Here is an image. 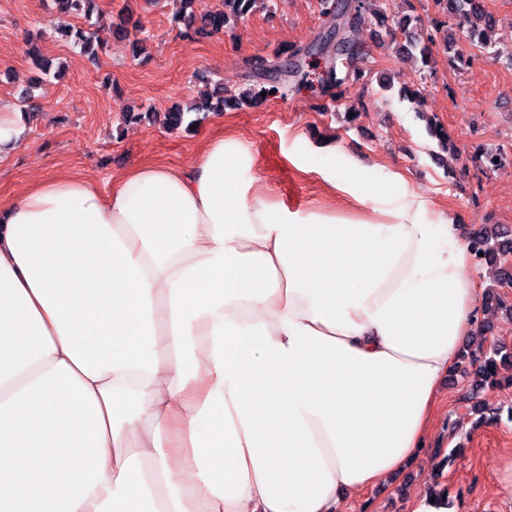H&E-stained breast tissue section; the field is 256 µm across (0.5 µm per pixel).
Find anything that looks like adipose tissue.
Masks as SVG:
<instances>
[{
	"mask_svg": "<svg viewBox=\"0 0 512 512\" xmlns=\"http://www.w3.org/2000/svg\"><path fill=\"white\" fill-rule=\"evenodd\" d=\"M356 183L380 210L389 186ZM292 213L251 146L0 198V512H342L478 330L453 220Z\"/></svg>",
	"mask_w": 512,
	"mask_h": 512,
	"instance_id": "1",
	"label": "adipose tissue"
}]
</instances>
